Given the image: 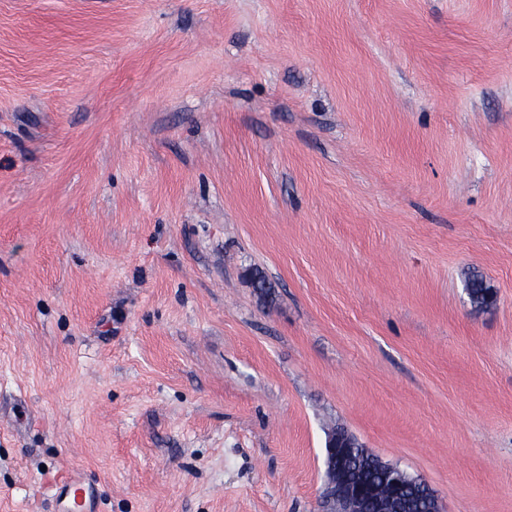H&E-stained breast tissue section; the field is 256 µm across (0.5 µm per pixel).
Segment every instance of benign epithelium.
<instances>
[{
	"label": "benign epithelium",
	"instance_id": "obj_1",
	"mask_svg": "<svg viewBox=\"0 0 512 512\" xmlns=\"http://www.w3.org/2000/svg\"><path fill=\"white\" fill-rule=\"evenodd\" d=\"M327 470L339 480L326 485L324 498L329 512H441L436 496L415 499L407 495L414 481L403 470L385 464L383 471L391 493L383 498L361 480L352 468L356 445L347 434H334L326 439Z\"/></svg>",
	"mask_w": 512,
	"mask_h": 512
}]
</instances>
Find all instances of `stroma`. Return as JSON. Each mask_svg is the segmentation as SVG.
Returning a JSON list of instances; mask_svg holds the SVG:
<instances>
[{
  "mask_svg": "<svg viewBox=\"0 0 512 512\" xmlns=\"http://www.w3.org/2000/svg\"><path fill=\"white\" fill-rule=\"evenodd\" d=\"M334 425L512 512V0H0V512H321ZM66 505L64 509L71 512H94L89 507L91 493L78 479L70 478L62 486Z\"/></svg>",
  "mask_w": 512,
  "mask_h": 512,
  "instance_id": "obj_1",
  "label": "stroma"
}]
</instances>
